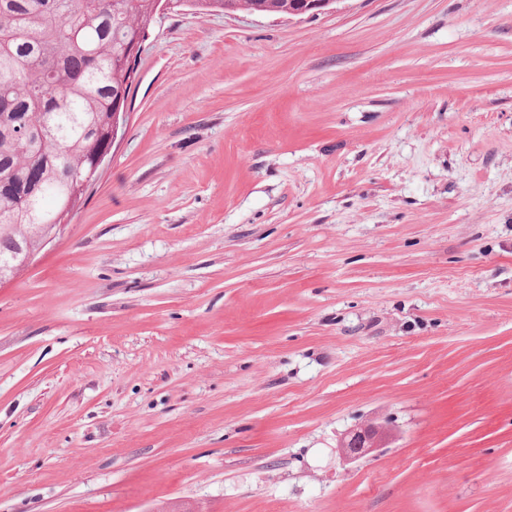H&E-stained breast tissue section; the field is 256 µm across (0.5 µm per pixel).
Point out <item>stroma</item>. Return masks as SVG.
Masks as SVG:
<instances>
[{
	"mask_svg": "<svg viewBox=\"0 0 512 512\" xmlns=\"http://www.w3.org/2000/svg\"><path fill=\"white\" fill-rule=\"evenodd\" d=\"M0 512H512V0L161 15L0 284ZM383 426L369 423L362 425L341 439L339 447L346 461H356L382 447Z\"/></svg>",
	"mask_w": 512,
	"mask_h": 512,
	"instance_id": "35a3bbf8",
	"label": "stroma"
}]
</instances>
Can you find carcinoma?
I'll return each mask as SVG.
<instances>
[{"label":"carcinoma","instance_id":"cac0c4a2","mask_svg":"<svg viewBox=\"0 0 512 512\" xmlns=\"http://www.w3.org/2000/svg\"><path fill=\"white\" fill-rule=\"evenodd\" d=\"M207 15H285L297 0H173ZM152 0H0V270L80 200L136 74L127 54Z\"/></svg>","mask_w":512,"mask_h":512}]
</instances>
